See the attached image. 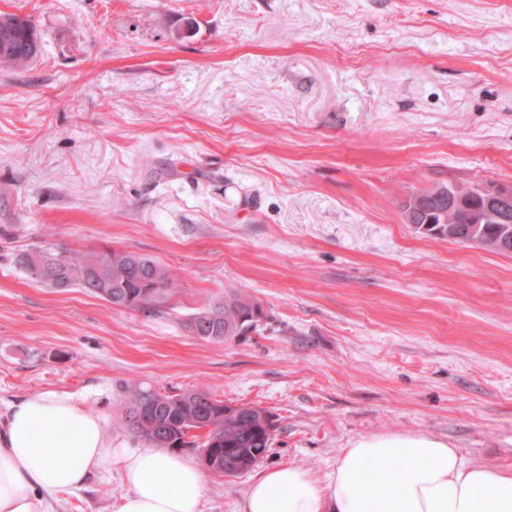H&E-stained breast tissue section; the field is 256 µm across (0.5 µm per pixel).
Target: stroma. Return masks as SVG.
I'll list each match as a JSON object with an SVG mask.
<instances>
[{
  "label": "stroma",
  "mask_w": 512,
  "mask_h": 512,
  "mask_svg": "<svg viewBox=\"0 0 512 512\" xmlns=\"http://www.w3.org/2000/svg\"><path fill=\"white\" fill-rule=\"evenodd\" d=\"M40 53L0 67V411L56 391L102 415L127 385L266 409L263 467L325 475L350 440L423 432L512 470V255L429 238L400 204L512 187V0H0ZM153 257L150 314L49 288L35 247ZM232 285L257 333L188 321ZM239 512L254 472H208ZM118 476L61 512H114Z\"/></svg>",
  "instance_id": "1"
}]
</instances>
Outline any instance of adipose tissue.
Wrapping results in <instances>:
<instances>
[{"label":"adipose tissue","instance_id":"ef3b65f1","mask_svg":"<svg viewBox=\"0 0 512 512\" xmlns=\"http://www.w3.org/2000/svg\"><path fill=\"white\" fill-rule=\"evenodd\" d=\"M111 472L126 489L116 512H202L208 478L193 459L113 445L104 418L70 394H29L0 414V512H56L61 495ZM241 512H512V471L424 433L363 435L327 475L264 469Z\"/></svg>","mask_w":512,"mask_h":512}]
</instances>
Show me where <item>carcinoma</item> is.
Returning a JSON list of instances; mask_svg holds the SVG:
<instances>
[{
    "label": "carcinoma",
    "mask_w": 512,
    "mask_h": 512,
    "mask_svg": "<svg viewBox=\"0 0 512 512\" xmlns=\"http://www.w3.org/2000/svg\"><path fill=\"white\" fill-rule=\"evenodd\" d=\"M38 37L34 23L16 14H0V65L23 68L35 60ZM414 227L423 234L455 242L479 243L494 252L512 248V214L497 224H478L474 220L448 222V205L436 199L417 209ZM45 262L39 282L70 288L111 305L144 313L154 312L167 296L179 288L169 268L153 258L123 249L56 253L38 248L17 256L16 264L31 271L34 259ZM262 306L234 287L224 290V300L208 305L192 315L188 328L203 339L230 342L259 331ZM125 423L149 443L168 447L167 440L191 437L189 448L216 444L227 463L247 471L254 467L255 452L268 453L274 423L270 414L254 404H226L205 389L180 394L159 393L133 386L125 402ZM205 428L203 435H189L190 429Z\"/></svg>",
    "instance_id": "carcinoma-1"
}]
</instances>
